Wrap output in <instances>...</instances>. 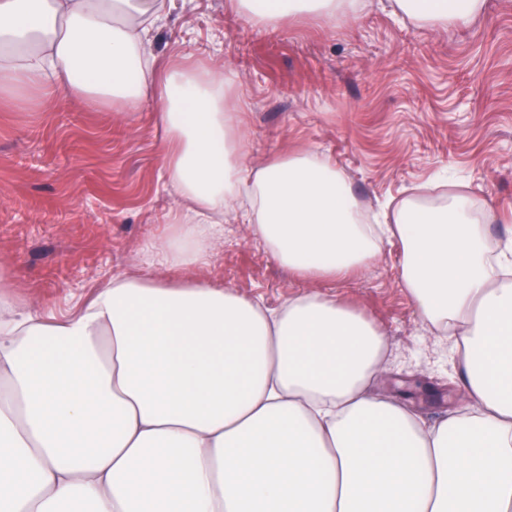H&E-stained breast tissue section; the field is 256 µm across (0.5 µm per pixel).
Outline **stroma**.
I'll return each instance as SVG.
<instances>
[{
    "label": "stroma",
    "instance_id": "1",
    "mask_svg": "<svg viewBox=\"0 0 512 512\" xmlns=\"http://www.w3.org/2000/svg\"><path fill=\"white\" fill-rule=\"evenodd\" d=\"M328 26L312 16L259 31L233 0H179L158 31L159 65L188 56L232 72L254 162L311 150L368 205L453 175L500 212L512 210V0H486L469 24L441 29L396 17L380 0ZM166 149L153 103L138 111L59 98L24 111L0 101V285L34 309L65 314L112 277L148 268L234 289L270 309L315 291L361 309L388 339L383 394L435 423L458 405L448 344L438 342L399 284L402 253L383 243L351 278L289 276L250 225L224 216L207 264L146 266L179 198L161 172Z\"/></svg>",
    "mask_w": 512,
    "mask_h": 512
}]
</instances>
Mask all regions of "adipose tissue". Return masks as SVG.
<instances>
[{"label": "adipose tissue", "mask_w": 512, "mask_h": 512, "mask_svg": "<svg viewBox=\"0 0 512 512\" xmlns=\"http://www.w3.org/2000/svg\"><path fill=\"white\" fill-rule=\"evenodd\" d=\"M485 0H392L425 27ZM245 23H336L362 0H235ZM168 0H0V97L65 95L135 112L156 103L162 170L182 205L147 264L206 262L240 202L280 266L303 279L368 268L402 248L400 285L448 337L461 406L428 425L373 395L383 329L304 292L270 310L231 288L112 278L57 317L0 290V512H512V223L461 185L405 198L376 230L334 165L306 151L255 164L230 78L156 74L150 33Z\"/></svg>", "instance_id": "1"}]
</instances>
